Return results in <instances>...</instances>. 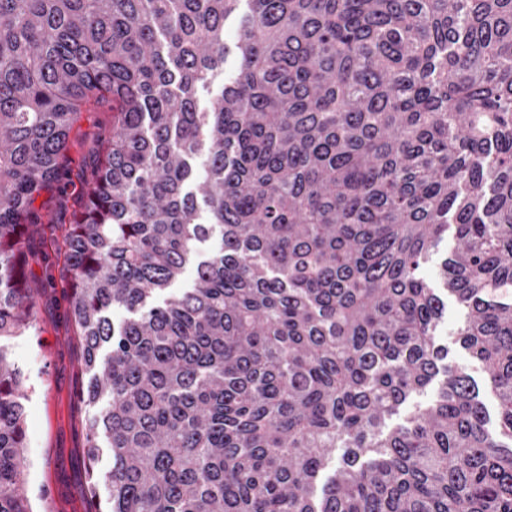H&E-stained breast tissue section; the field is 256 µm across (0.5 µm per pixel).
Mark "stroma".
I'll return each mask as SVG.
<instances>
[{"mask_svg": "<svg viewBox=\"0 0 512 512\" xmlns=\"http://www.w3.org/2000/svg\"><path fill=\"white\" fill-rule=\"evenodd\" d=\"M112 127L106 109L81 113L71 130L60 182L35 202L40 223L27 227L31 328L10 339L12 358L31 390L26 403L24 478L33 512H91L87 425L82 398L89 375L71 318L65 235L81 208L99 137Z\"/></svg>", "mask_w": 512, "mask_h": 512, "instance_id": "obj_1", "label": "stroma"}]
</instances>
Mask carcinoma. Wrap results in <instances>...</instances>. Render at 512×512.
<instances>
[{
	"label": "carcinoma",
	"instance_id": "carcinoma-1",
	"mask_svg": "<svg viewBox=\"0 0 512 512\" xmlns=\"http://www.w3.org/2000/svg\"><path fill=\"white\" fill-rule=\"evenodd\" d=\"M105 105L65 236L98 508L512 512V0H0V512H32L25 226ZM446 309L444 314V334L447 336H443L444 340H448V345L452 347L454 350L455 358L461 364L467 366L469 373L475 378L478 383L480 389V395L484 400L489 413H490V424L489 428L494 429V420L496 414V405L495 398L492 394L490 388L485 384L483 374L479 366L475 363H472L468 356L465 354L463 350H461L458 345H453V341L455 336H453L457 327L459 326V322L462 319L463 312L461 307L457 304L455 299L448 295V298H445Z\"/></svg>",
	"mask_w": 512,
	"mask_h": 512
}]
</instances>
